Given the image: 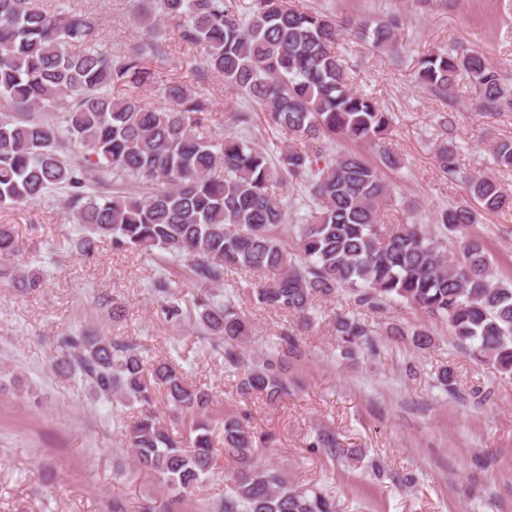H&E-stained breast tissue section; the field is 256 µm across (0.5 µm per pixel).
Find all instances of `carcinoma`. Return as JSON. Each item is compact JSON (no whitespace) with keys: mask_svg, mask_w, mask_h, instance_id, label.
Listing matches in <instances>:
<instances>
[{"mask_svg":"<svg viewBox=\"0 0 512 512\" xmlns=\"http://www.w3.org/2000/svg\"><path fill=\"white\" fill-rule=\"evenodd\" d=\"M179 22L180 39L200 48L207 69L224 86L258 102L266 125L288 132L300 145L275 158L227 130L208 139L201 129L213 112L209 98L171 82L165 105L154 106L136 92L160 83L168 46L151 32L123 54L97 43L91 14L50 7L43 0H0V206L65 194L71 222L82 229L79 248L91 254L95 236H110L117 247L135 248L168 267L180 259L179 277L214 288L225 269L276 271L255 291L268 308L318 320V302L350 293L355 310L380 313L405 303L448 325L456 344L477 361L512 379V279L492 270L484 242L466 232L479 212L512 209L495 174L461 168L452 126L436 162L450 182L463 185L462 202L435 216L442 236L424 225L384 224L380 215L394 196L386 170L400 166L386 136L391 113L353 86L354 64L336 50L345 30L379 52L398 51L399 19L363 17L351 27L333 12L304 9L293 0H141ZM417 82L443 99L462 82L477 93V110L499 115L512 110V90L483 52L464 46L418 58ZM124 88L116 97L113 90ZM79 154L76 165L69 156ZM494 165L512 171V140L492 146ZM298 184L308 210L287 240L285 203L274 187ZM20 241L11 224H0V277L18 256ZM17 287L37 291L36 273L18 276ZM172 279L155 283L166 320L191 319L224 338V365L239 371V395L263 394L276 402L288 391L284 358L298 351L285 333L279 351L249 365L245 350L252 335L232 296L224 302L174 300ZM346 356L373 345L377 331L357 315L332 320ZM389 336H408L418 350L435 344L424 326L392 325ZM58 367L80 373L94 394L122 406L139 405L140 416L126 427L135 468L153 475L170 500L144 512H174L172 504L194 492L217 463L215 433L224 455L236 463L222 512H337L323 488L299 485L255 457L272 435L245 424L247 414L216 416L208 389L181 367L152 361L132 340L61 337ZM435 380L455 390L453 370L443 365ZM162 394L183 432L174 435L155 410ZM310 447L334 459L362 458L336 434L321 430Z\"/></svg>","mask_w":512,"mask_h":512,"instance_id":"obj_1","label":"carcinoma"}]
</instances>
